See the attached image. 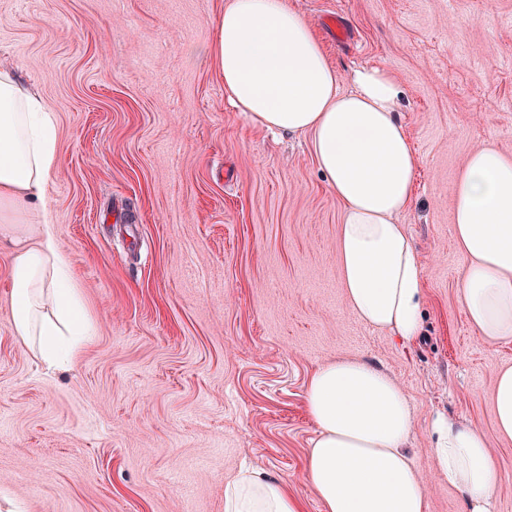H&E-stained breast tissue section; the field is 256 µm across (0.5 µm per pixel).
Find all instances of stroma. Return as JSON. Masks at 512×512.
Segmentation results:
<instances>
[{"instance_id": "1", "label": "stroma", "mask_w": 512, "mask_h": 512, "mask_svg": "<svg viewBox=\"0 0 512 512\" xmlns=\"http://www.w3.org/2000/svg\"><path fill=\"white\" fill-rule=\"evenodd\" d=\"M289 2L341 89L363 67L402 88L418 168L399 221L421 269V338L351 313L342 204L309 136L236 111L199 59L224 0H0V61L56 117L45 214L94 327L73 370L41 364L13 333L16 246L1 231L0 512H224V485L244 467L323 512L305 478L316 433L305 397L339 356L401 386L428 512H463L431 470L432 421L492 432L512 342L484 343L459 306L451 214L474 148L512 156V0ZM332 13L349 41L329 36Z\"/></svg>"}]
</instances>
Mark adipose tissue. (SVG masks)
I'll use <instances>...</instances> for the list:
<instances>
[{
	"label": "adipose tissue",
	"instance_id": "1",
	"mask_svg": "<svg viewBox=\"0 0 512 512\" xmlns=\"http://www.w3.org/2000/svg\"><path fill=\"white\" fill-rule=\"evenodd\" d=\"M206 62L231 105L264 129L306 134L343 204L338 263L350 311L366 325L413 342L421 335L417 253L397 218L413 203L417 158L396 116L401 95L382 68L356 71L343 92L324 48L288 0H226ZM58 161L57 131L38 93L0 66V223L18 248L11 263L13 332L37 340L48 366L73 362L90 323L52 226L31 208L44 201ZM452 235L466 264L459 303L481 340L512 341V157L485 142L456 184ZM34 245H27L30 235ZM495 437L512 440V367L492 389ZM306 408L316 435L306 478L323 512H428L426 486L406 451L413 415L401 387L361 359L312 373ZM491 436V437H494ZM490 436L437 418L432 468L458 489L467 512H491L499 477ZM280 479L242 470L224 487V512H302Z\"/></svg>",
	"mask_w": 512,
	"mask_h": 512
}]
</instances>
